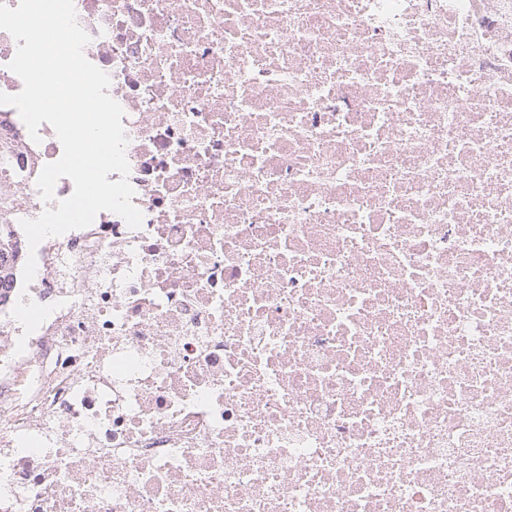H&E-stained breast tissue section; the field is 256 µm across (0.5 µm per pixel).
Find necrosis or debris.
<instances>
[{
    "label": "necrosis or debris",
    "mask_w": 512,
    "mask_h": 512,
    "mask_svg": "<svg viewBox=\"0 0 512 512\" xmlns=\"http://www.w3.org/2000/svg\"><path fill=\"white\" fill-rule=\"evenodd\" d=\"M74 6L144 220L0 281V512H512V0Z\"/></svg>",
    "instance_id": "4bbe7bcc"
}]
</instances>
